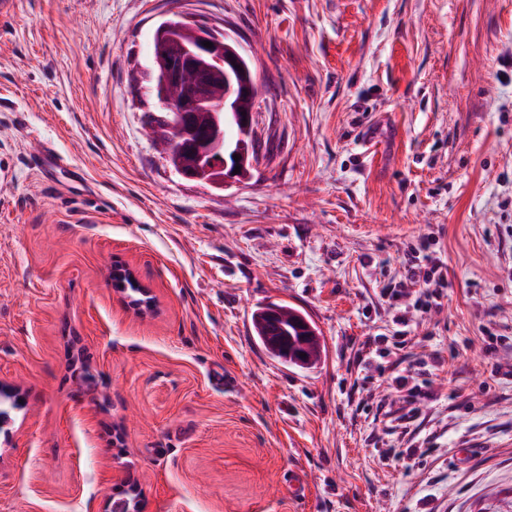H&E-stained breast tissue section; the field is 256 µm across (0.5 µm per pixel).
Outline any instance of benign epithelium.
Here are the masks:
<instances>
[{"label":"benign epithelium","instance_id":"1","mask_svg":"<svg viewBox=\"0 0 512 512\" xmlns=\"http://www.w3.org/2000/svg\"><path fill=\"white\" fill-rule=\"evenodd\" d=\"M154 39L161 46L176 41L181 48L175 55L161 51L154 56L161 104L160 116L148 125V130L166 131L167 156L175 161L182 177L224 189L245 172L249 154L241 150L237 161L223 158V141L199 128L195 117L200 112H210L214 124H219L218 113L225 111L224 100L250 91L254 82L251 70L223 31L198 25L181 13L161 22ZM205 41L213 43V47H205ZM237 166L240 172L236 174ZM112 287L118 291L138 289L143 299L133 306L141 314L153 312L152 290L138 280L130 267L112 268Z\"/></svg>","mask_w":512,"mask_h":512}]
</instances>
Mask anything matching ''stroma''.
<instances>
[{"mask_svg":"<svg viewBox=\"0 0 512 512\" xmlns=\"http://www.w3.org/2000/svg\"><path fill=\"white\" fill-rule=\"evenodd\" d=\"M175 12L256 75L261 159L224 190L145 133ZM423 239L427 311L386 293ZM268 302L317 367L259 346ZM0 383V512H111L128 481L141 512H512V0H14ZM112 287L118 291H126L127 288H138L139 293L144 298L133 303V306H135L136 310L141 314L153 312L154 301L151 297L152 290L138 280L130 267L126 265H115L112 268ZM271 306L277 309V313L279 315V322L283 328V332L286 334V336H288V349L292 343H298L300 335L296 330L295 324L298 322V320L305 319L306 316L298 308H295L286 303H273L271 305L257 309L252 314V326L255 336L258 337L260 342L263 344L264 348L270 353L272 357L277 358L282 362L287 363L288 365L296 366L299 368H313L320 360L321 352L319 336L318 334L316 335L315 332L316 328L312 325L315 330L312 328L313 335H309L310 337L307 338V354L305 359L302 360V362H300L299 358L295 359L294 357L288 356L287 359L282 349L269 346L265 338V336H267V320L265 317V313L266 310L269 309ZM313 356L315 357L312 360Z\"/></svg>","mask_w":512,"mask_h":512,"instance_id":"35a3bbf8","label":"stroma"}]
</instances>
